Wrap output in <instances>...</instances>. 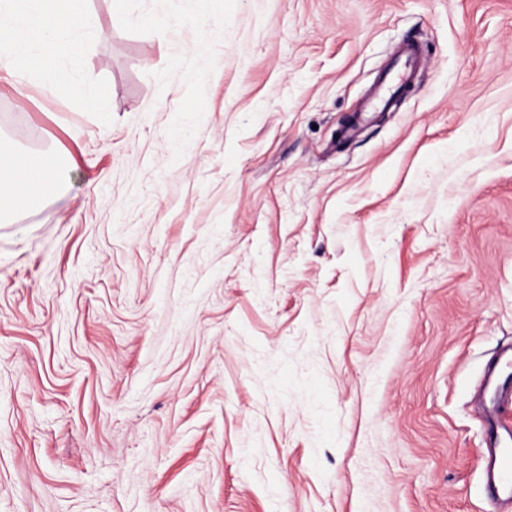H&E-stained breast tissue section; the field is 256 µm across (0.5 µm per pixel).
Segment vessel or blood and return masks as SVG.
Masks as SVG:
<instances>
[{"label":"vessel or blood","mask_w":512,"mask_h":512,"mask_svg":"<svg viewBox=\"0 0 512 512\" xmlns=\"http://www.w3.org/2000/svg\"><path fill=\"white\" fill-rule=\"evenodd\" d=\"M422 63L420 47L406 43L365 102L364 112L392 107L395 94L410 86ZM487 369L490 377L483 392L485 446L480 464L487 495L503 512L512 506V346L501 348Z\"/></svg>","instance_id":"vessel-or-blood-1"}]
</instances>
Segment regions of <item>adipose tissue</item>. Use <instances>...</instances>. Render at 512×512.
Listing matches in <instances>:
<instances>
[{
    "instance_id": "ef3b65f1",
    "label": "adipose tissue",
    "mask_w": 512,
    "mask_h": 512,
    "mask_svg": "<svg viewBox=\"0 0 512 512\" xmlns=\"http://www.w3.org/2000/svg\"><path fill=\"white\" fill-rule=\"evenodd\" d=\"M65 29L86 36L98 32L85 0H0V62L23 58L39 73L44 91L56 94L71 83L56 61L78 48L77 42L61 40Z\"/></svg>"
}]
</instances>
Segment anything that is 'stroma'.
I'll return each instance as SVG.
<instances>
[{
    "label": "stroma",
    "mask_w": 512,
    "mask_h": 512,
    "mask_svg": "<svg viewBox=\"0 0 512 512\" xmlns=\"http://www.w3.org/2000/svg\"><path fill=\"white\" fill-rule=\"evenodd\" d=\"M87 8L59 64L105 109L0 70V138L64 167L0 218V512H494L512 0ZM423 60L420 47L413 42L406 43L390 69L380 77L376 90L359 112L371 113L392 108L395 94L410 86Z\"/></svg>",
    "instance_id": "stroma-1"
}]
</instances>
